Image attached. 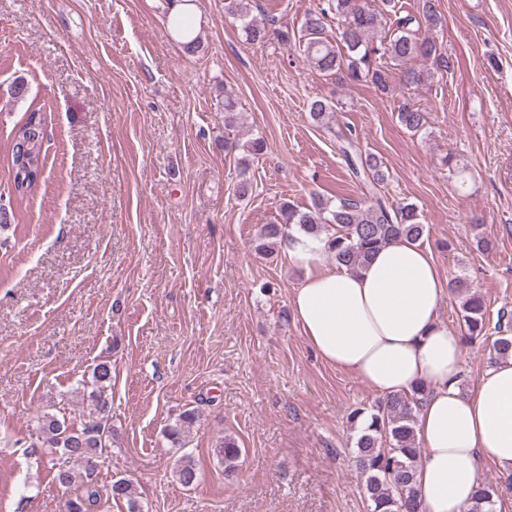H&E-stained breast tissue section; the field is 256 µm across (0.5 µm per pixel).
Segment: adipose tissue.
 <instances>
[{
  "instance_id": "obj_1",
  "label": "adipose tissue",
  "mask_w": 512,
  "mask_h": 512,
  "mask_svg": "<svg viewBox=\"0 0 512 512\" xmlns=\"http://www.w3.org/2000/svg\"><path fill=\"white\" fill-rule=\"evenodd\" d=\"M282 246L288 263L305 273L292 295L294 316L325 363L381 397L427 384L415 424L422 508L470 512L483 459L512 467V358L461 388L462 342L439 321L447 281L419 244L398 239L356 273L325 266L324 237L294 232Z\"/></svg>"
}]
</instances>
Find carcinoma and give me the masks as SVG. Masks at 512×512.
Wrapping results in <instances>:
<instances>
[{"label": "carcinoma", "instance_id": "carcinoma-1", "mask_svg": "<svg viewBox=\"0 0 512 512\" xmlns=\"http://www.w3.org/2000/svg\"><path fill=\"white\" fill-rule=\"evenodd\" d=\"M224 16L235 20L246 40L255 44L277 42L285 49L294 48L303 54L308 65L322 76L340 85L370 82L386 95L391 90V70L408 62L422 59L438 68H450L449 59L438 53L431 35L441 23V14L435 0H422L416 15L388 18L383 9L368 0H327V6L307 12L299 30H291L271 20L259 22L251 14L250 0H224ZM341 22L338 36L329 38L332 20ZM171 32L184 34L179 44L188 53L200 46L198 36L182 19L171 21ZM310 118L324 126L334 118V106L324 98H314L308 104ZM239 115L234 96L224 93V124L231 127ZM398 122L406 130L420 131L426 124L425 113L417 108L402 107ZM339 141V149L346 158L352 174L368 190L371 203L363 207L357 202L331 200L315 194L304 210L285 204L280 219L261 227L255 240V250L270 255L283 237L294 227L301 231L324 235L328 253L336 265L351 272L365 266L381 247L399 239L414 242L423 240L426 225L413 203L393 205L385 200L379 186L385 172L379 159L359 151L357 141L340 129H331ZM46 123L41 109L29 110L11 132V151L8 169L12 191L17 204H23L44 172V145ZM243 150L250 156H259L266 150L261 137L240 145L224 142V150ZM450 293L461 298L459 320L463 325L464 340H473L485 334L486 306L467 282L456 277L451 280ZM493 343L490 360L512 355V336L500 328ZM93 389L89 394L98 418L80 424L66 416L45 413L37 417L40 438L31 442V453L42 456L55 470L58 483L67 491L65 512H101L103 498L124 500L128 512H141L131 485L117 479L102 495L94 482L92 458L101 456L112 445V436L106 434L101 421L110 411L112 364L103 361L92 370ZM427 392V386L417 385L410 394H394L378 400L371 409L357 408L349 414L351 427L359 432L356 448L358 468L365 476V491L371 502L370 512H421L414 482L416 459L420 448L416 444L414 425L416 406ZM195 421V412L187 410L179 423L168 429V437L175 444ZM217 456L224 463V475L238 472L240 449L234 440L224 439L217 448ZM76 459L86 465L81 482L74 473L61 464L62 459ZM175 475L185 487L194 486L200 473L194 458L183 454L175 463ZM495 492L488 486L480 488L478 505L471 512H494Z\"/></svg>", "mask_w": 512, "mask_h": 512}]
</instances>
